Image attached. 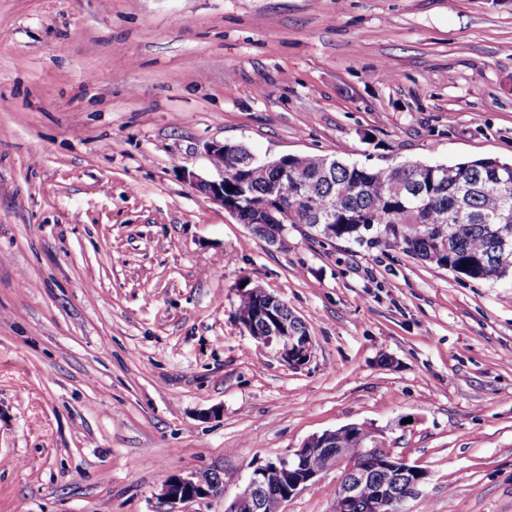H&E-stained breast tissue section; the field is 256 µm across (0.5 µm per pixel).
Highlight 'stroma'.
<instances>
[{"instance_id": "stroma-1", "label": "stroma", "mask_w": 512, "mask_h": 512, "mask_svg": "<svg viewBox=\"0 0 512 512\" xmlns=\"http://www.w3.org/2000/svg\"><path fill=\"white\" fill-rule=\"evenodd\" d=\"M211 142L510 161L512 0H0V512H224L349 424L428 471L406 512H512V281L267 245L185 182L218 179ZM245 282L306 365L239 323ZM340 476L285 512H333ZM251 288H240V303L238 306V320L251 336L262 344L274 345L278 349L280 357L289 366L301 367L309 362L313 352V340L309 332L303 336L297 329L294 318L301 319L294 312L287 316L281 312V302L264 289L257 300L255 313L250 316L253 310L254 291ZM302 320V319H301ZM209 478V474L206 475L207 481L204 474L174 475L165 482L160 495L169 503H185L223 494L224 486L220 477L208 481Z\"/></svg>"}]
</instances>
